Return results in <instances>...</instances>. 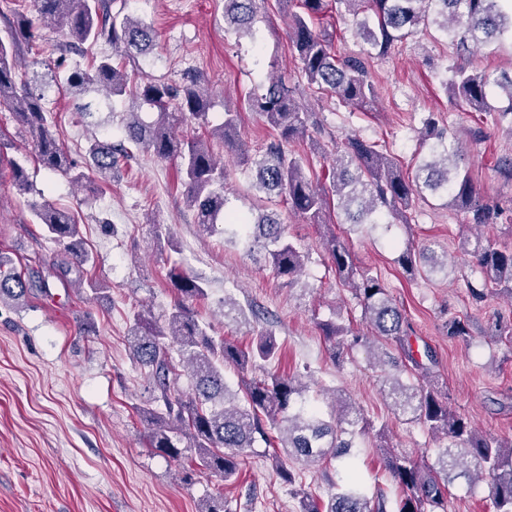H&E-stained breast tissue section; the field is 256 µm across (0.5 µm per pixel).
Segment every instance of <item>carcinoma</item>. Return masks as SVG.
Here are the masks:
<instances>
[{"label": "carcinoma", "instance_id": "1", "mask_svg": "<svg viewBox=\"0 0 512 512\" xmlns=\"http://www.w3.org/2000/svg\"><path fill=\"white\" fill-rule=\"evenodd\" d=\"M331 1L336 13L350 16L363 35L366 47L359 53L336 54L332 37L316 27ZM258 5L259 0H224L226 30L240 38L253 36ZM299 5L301 12L293 13L288 24V38L307 83L361 110L372 105L377 94L369 61L388 55L421 26L434 30L433 39L451 45L460 59L473 54L478 44L512 37V0H299ZM43 27L62 37L58 44L62 53L82 57L101 42L112 46L117 56H145L153 46V30L121 8L112 10V0H30L28 10L17 13L7 38H0V103L11 108L32 139L36 159L44 169L74 185L89 184L91 177L72 161L48 123L43 87L57 81L56 76L35 73L23 79L16 72L17 45L39 36ZM128 83L123 67L108 54L91 57L86 67L78 63L65 71L61 86L87 118L111 107L114 96L128 92L135 101L136 108L123 129L125 142L94 143L90 168L103 179L112 177L119 162L129 157L127 142L159 159L178 161L187 203L203 231L215 232L221 224L224 243L261 246L276 275L294 282L309 254L274 218L265 215L252 220L227 211L224 164L217 162L202 139L174 134L176 126L188 118L207 123L210 93L205 80L192 75L179 86L150 80L130 90ZM443 85L453 101L486 113L496 125H507L512 134V74L492 77L459 64ZM143 106L156 111L155 120L140 118L138 109ZM248 106L276 136L263 154H249L239 139V112L226 107L224 121L217 128L225 151L255 171L258 191L283 198L309 223L327 229L324 250L336 275L361 306L372 335L399 344L400 358L386 354L378 359L380 367L394 368L384 376V391L396 409L431 436L445 439L431 460L384 450L385 469L400 490L395 512H447L449 488L461 478L470 485L486 482L494 512H512V440L476 430L448 407L447 398L423 383L437 367V355L429 347L422 352L413 348L407 339L406 318L388 287L371 270L360 268L355 254L325 221L334 199L343 223L387 230L398 222L407 223L406 210L413 199L428 195L464 213L472 229L496 223L502 209L485 202L460 165L464 148L449 141L448 132L427 117L420 131L425 153L410 179L376 143L350 136L336 153L329 187L320 189L289 149L310 130H323L316 114L302 102L299 85L282 76L271 78L262 92L249 95ZM4 161L14 186L20 191L29 189L26 168L0 153V162ZM34 214L49 239L69 252L78 280H83L91 257L80 225L69 212L49 203L34 207ZM461 250L481 278L480 287L468 288L473 304H482L498 291L512 297V249L477 234L464 239ZM397 263L409 275L422 266L431 277H448V251L439 254L432 244L407 247ZM169 281L176 299L164 325L140 320L130 334V348L154 392L146 406L138 409L149 425L148 448L171 458L189 456L191 467L183 476L188 483L197 468L228 483L238 477L243 457L262 442L268 448H280L273 466L283 484L300 498V512H387V495L379 490L367 497L359 488L352 461L346 466L349 480L338 487L329 485L325 501L315 492L296 488L297 474L288 468V460L308 466L350 457L357 440L368 432V423L354 407L329 421L324 419L309 402L308 386L301 377L277 370L247 380L243 399L235 401L224 368L244 373L263 363L278 362L274 333H258L249 348L213 336L193 307L208 296L204 280L176 266ZM27 290L20 273L0 270V302L19 300ZM319 328L333 341L335 357L361 340L369 343L367 337L348 338V329L334 321L321 322ZM180 367L195 382L194 392L186 399L175 390ZM409 369L418 373L419 382H403L401 374ZM198 512H230V507L224 493L216 491L201 500Z\"/></svg>", "mask_w": 512, "mask_h": 512}]
</instances>
